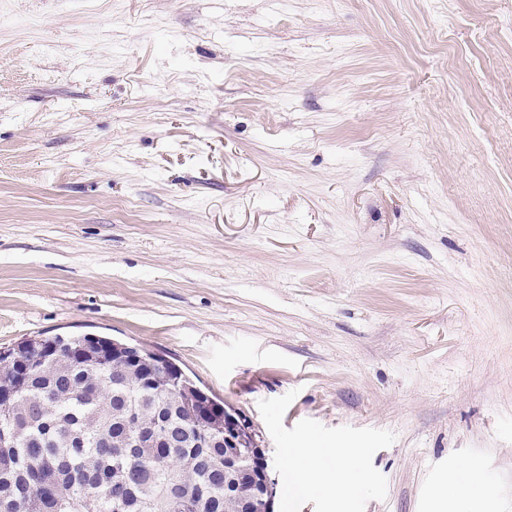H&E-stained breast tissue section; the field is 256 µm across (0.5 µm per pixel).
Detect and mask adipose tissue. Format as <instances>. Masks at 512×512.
Segmentation results:
<instances>
[{"instance_id": "1", "label": "adipose tissue", "mask_w": 512, "mask_h": 512, "mask_svg": "<svg viewBox=\"0 0 512 512\" xmlns=\"http://www.w3.org/2000/svg\"><path fill=\"white\" fill-rule=\"evenodd\" d=\"M285 468L288 472L289 488L296 496L349 485L359 475V461L350 452L343 453L336 463L330 464L326 462L323 452L299 448L289 453Z\"/></svg>"}]
</instances>
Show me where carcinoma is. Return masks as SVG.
I'll return each mask as SVG.
<instances>
[{
  "mask_svg": "<svg viewBox=\"0 0 512 512\" xmlns=\"http://www.w3.org/2000/svg\"><path fill=\"white\" fill-rule=\"evenodd\" d=\"M112 339L34 336L0 349V512H236L224 488V404L151 353ZM209 402L213 419H194ZM209 447L196 442L203 431Z\"/></svg>",
  "mask_w": 512,
  "mask_h": 512,
  "instance_id": "carcinoma-1",
  "label": "carcinoma"
}]
</instances>
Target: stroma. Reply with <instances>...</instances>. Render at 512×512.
Listing matches in <instances>:
<instances>
[{
    "label": "stroma",
    "instance_id": "1",
    "mask_svg": "<svg viewBox=\"0 0 512 512\" xmlns=\"http://www.w3.org/2000/svg\"><path fill=\"white\" fill-rule=\"evenodd\" d=\"M164 355L359 483L512 512V0H0V347ZM469 472L479 493L448 487Z\"/></svg>",
    "mask_w": 512,
    "mask_h": 512
}]
</instances>
